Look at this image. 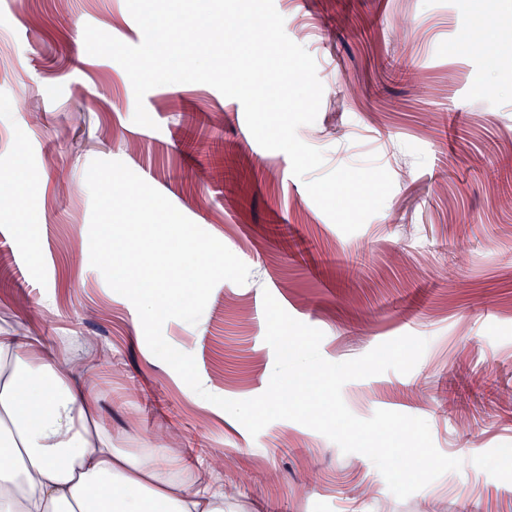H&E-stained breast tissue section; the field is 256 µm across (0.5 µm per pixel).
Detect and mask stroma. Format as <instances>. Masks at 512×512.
<instances>
[{
  "mask_svg": "<svg viewBox=\"0 0 512 512\" xmlns=\"http://www.w3.org/2000/svg\"><path fill=\"white\" fill-rule=\"evenodd\" d=\"M288 37L316 62L324 92L299 138L325 170L375 155L393 179L383 208L344 234L310 198L289 157L252 160L242 104L201 83L148 91L155 128L133 121L121 65L89 55L93 25L129 45L126 0H0V174L22 171L23 208L0 204V328L36 337L91 383L113 447L203 450L226 512H512V55L470 56L475 12L512 38V0H274ZM407 31L394 32L398 16ZM410 65L417 81L401 77ZM26 99L33 113L15 112ZM223 176L199 178L212 142ZM124 162L250 269L219 282L197 322L164 323L203 387L261 395L275 367L256 301L270 292L321 330L342 362L404 334L428 346L407 374L347 382L358 418L425 419L435 447L463 459L406 499L375 465L322 434L277 420L250 435L201 400L148 348L133 304L90 263L92 160ZM468 262L455 263L458 247ZM425 394H415L413 384Z\"/></svg>",
  "mask_w": 512,
  "mask_h": 512,
  "instance_id": "stroma-1",
  "label": "stroma"
}]
</instances>
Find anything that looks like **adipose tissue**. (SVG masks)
I'll return each mask as SVG.
<instances>
[{
	"mask_svg": "<svg viewBox=\"0 0 512 512\" xmlns=\"http://www.w3.org/2000/svg\"><path fill=\"white\" fill-rule=\"evenodd\" d=\"M89 387L36 339L0 336V512H224L163 449L109 443Z\"/></svg>",
	"mask_w": 512,
	"mask_h": 512,
	"instance_id": "adipose-tissue-1",
	"label": "adipose tissue"
}]
</instances>
